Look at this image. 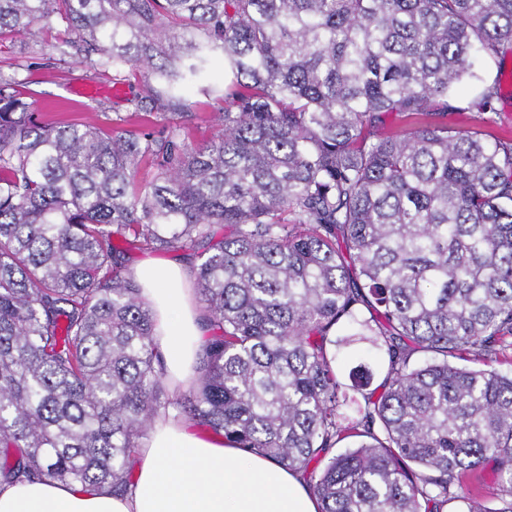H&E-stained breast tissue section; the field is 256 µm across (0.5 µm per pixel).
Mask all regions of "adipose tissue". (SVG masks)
Returning <instances> with one entry per match:
<instances>
[{
  "mask_svg": "<svg viewBox=\"0 0 512 512\" xmlns=\"http://www.w3.org/2000/svg\"><path fill=\"white\" fill-rule=\"evenodd\" d=\"M192 266L146 259L132 270L152 309L163 373L172 395L196 378L205 319L188 290ZM129 492L88 491L32 480L0 482V512H320L300 474L272 458L247 454L218 437L157 417L134 462Z\"/></svg>",
  "mask_w": 512,
  "mask_h": 512,
  "instance_id": "1",
  "label": "adipose tissue"
}]
</instances>
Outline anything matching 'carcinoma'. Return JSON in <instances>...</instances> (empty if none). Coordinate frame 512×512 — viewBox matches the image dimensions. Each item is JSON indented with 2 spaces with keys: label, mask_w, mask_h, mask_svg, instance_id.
<instances>
[{
  "label": "carcinoma",
  "mask_w": 512,
  "mask_h": 512,
  "mask_svg": "<svg viewBox=\"0 0 512 512\" xmlns=\"http://www.w3.org/2000/svg\"><path fill=\"white\" fill-rule=\"evenodd\" d=\"M52 17L61 57L144 89L94 125L0 80V481L122 494L172 412L302 473L321 512H485L486 467L512 512V133L487 117L512 92L461 97L512 0H0V36ZM193 91L224 100L202 147ZM142 112L164 130L121 128ZM143 247L200 259L211 335L176 400L126 272ZM344 331L379 396L365 366L339 381ZM342 354L345 356L341 369L338 371L339 379L342 383L350 384L349 371L351 368L360 363L368 364L373 372L376 374L374 380L369 387L370 390H376L375 396L382 392L380 384L383 376L378 373V362L373 357V349L365 341H354L346 348L341 349Z\"/></svg>",
  "instance_id": "obj_1"
}]
</instances>
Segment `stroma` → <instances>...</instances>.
<instances>
[{
    "mask_svg": "<svg viewBox=\"0 0 512 512\" xmlns=\"http://www.w3.org/2000/svg\"><path fill=\"white\" fill-rule=\"evenodd\" d=\"M62 32L56 22L34 28L22 37L0 40V77L24 80L33 92L38 110L49 121L76 119L98 123L102 113L128 112L130 98L140 93L142 86L131 81L121 89H113L111 80L96 74L86 63L53 58V44ZM37 53L31 69H16L18 59Z\"/></svg>",
    "mask_w": 512,
    "mask_h": 512,
    "instance_id": "stroma-1",
    "label": "stroma"
}]
</instances>
